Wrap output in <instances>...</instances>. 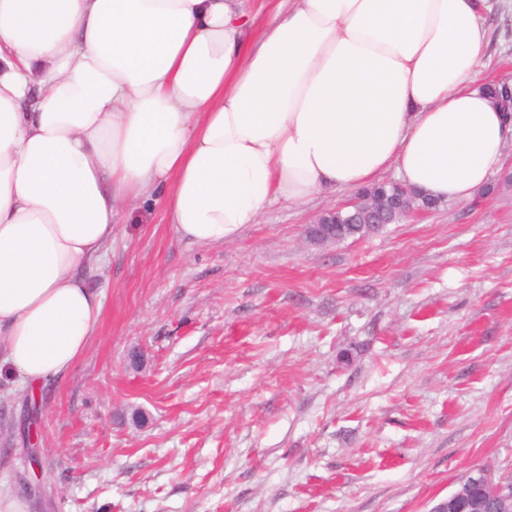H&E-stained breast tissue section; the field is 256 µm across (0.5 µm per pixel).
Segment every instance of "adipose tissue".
<instances>
[{"label":"adipose tissue","mask_w":512,"mask_h":512,"mask_svg":"<svg viewBox=\"0 0 512 512\" xmlns=\"http://www.w3.org/2000/svg\"><path fill=\"white\" fill-rule=\"evenodd\" d=\"M500 0H0V379L39 393L94 336L121 205L197 243L275 204L405 186L466 202L512 118L483 91Z\"/></svg>","instance_id":"obj_1"}]
</instances>
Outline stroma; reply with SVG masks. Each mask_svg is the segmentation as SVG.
I'll return each instance as SVG.
<instances>
[{"instance_id":"35a3bbf8","label":"stroma","mask_w":512,"mask_h":512,"mask_svg":"<svg viewBox=\"0 0 512 512\" xmlns=\"http://www.w3.org/2000/svg\"><path fill=\"white\" fill-rule=\"evenodd\" d=\"M488 34L512 80V13ZM488 184L325 245L307 225L354 192L220 244L122 209L69 377L0 380V487L33 512H434L512 475L511 144Z\"/></svg>"}]
</instances>
